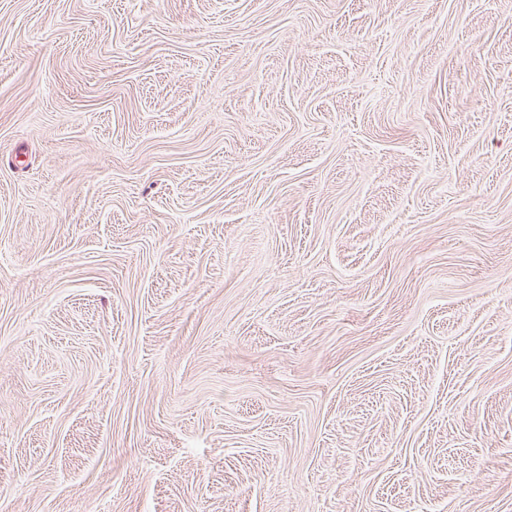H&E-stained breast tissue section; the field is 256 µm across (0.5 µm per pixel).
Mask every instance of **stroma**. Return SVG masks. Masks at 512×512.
I'll list each match as a JSON object with an SVG mask.
<instances>
[{
  "instance_id": "obj_1",
  "label": "stroma",
  "mask_w": 512,
  "mask_h": 512,
  "mask_svg": "<svg viewBox=\"0 0 512 512\" xmlns=\"http://www.w3.org/2000/svg\"><path fill=\"white\" fill-rule=\"evenodd\" d=\"M0 512H512V0H0Z\"/></svg>"
}]
</instances>
